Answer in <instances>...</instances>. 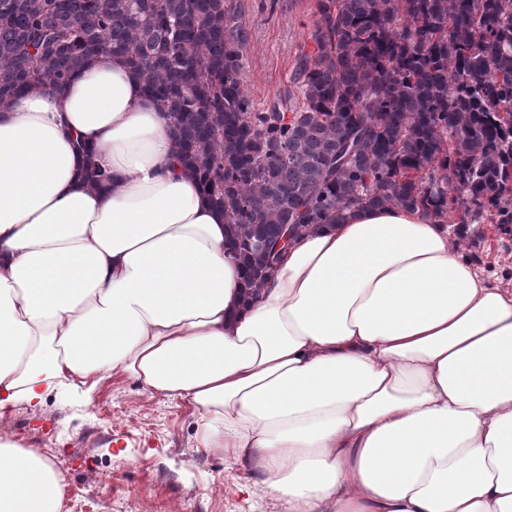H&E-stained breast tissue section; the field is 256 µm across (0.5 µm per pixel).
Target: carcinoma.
I'll return each instance as SVG.
<instances>
[{"instance_id": "cac0c4a2", "label": "carcinoma", "mask_w": 512, "mask_h": 512, "mask_svg": "<svg viewBox=\"0 0 512 512\" xmlns=\"http://www.w3.org/2000/svg\"><path fill=\"white\" fill-rule=\"evenodd\" d=\"M316 51L269 111L242 90L238 0H0V111L118 59L171 113L180 159L238 240L362 206H463L512 233V0H316ZM302 105H293L295 93Z\"/></svg>"}]
</instances>
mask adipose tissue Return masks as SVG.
I'll return each mask as SVG.
<instances>
[{
	"label": "adipose tissue",
	"mask_w": 512,
	"mask_h": 512,
	"mask_svg": "<svg viewBox=\"0 0 512 512\" xmlns=\"http://www.w3.org/2000/svg\"><path fill=\"white\" fill-rule=\"evenodd\" d=\"M117 375L193 406L288 512H512V287L401 207L294 237L247 287L172 115L100 59L0 112V512L63 509L16 408Z\"/></svg>",
	"instance_id": "ef3b65f1"
}]
</instances>
